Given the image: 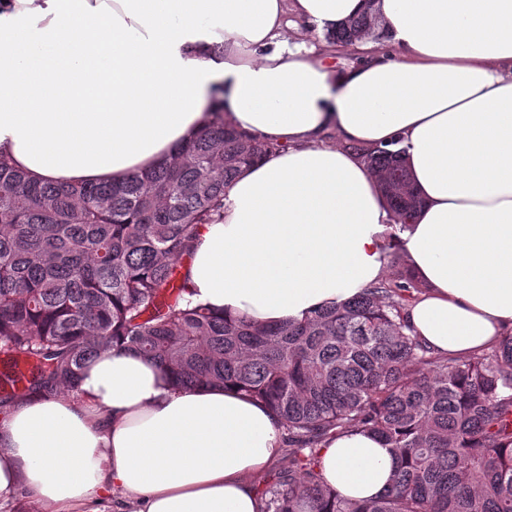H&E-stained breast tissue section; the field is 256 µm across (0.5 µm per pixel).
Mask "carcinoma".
<instances>
[{
    "label": "carcinoma",
    "instance_id": "obj_1",
    "mask_svg": "<svg viewBox=\"0 0 512 512\" xmlns=\"http://www.w3.org/2000/svg\"><path fill=\"white\" fill-rule=\"evenodd\" d=\"M384 36L368 8L329 34ZM380 177L394 221L421 207L401 152L352 145ZM273 146L216 118L156 169L121 183H34L0 159V410L72 391L99 351L168 368L177 389L232 386L278 417L288 467L262 512H512V336L467 358L433 353L405 318L422 285L389 274L301 320L260 325L192 304L182 260L223 218L224 187ZM391 449L385 493L355 502L319 470L331 437Z\"/></svg>",
    "mask_w": 512,
    "mask_h": 512
}]
</instances>
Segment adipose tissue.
<instances>
[{
  "mask_svg": "<svg viewBox=\"0 0 512 512\" xmlns=\"http://www.w3.org/2000/svg\"><path fill=\"white\" fill-rule=\"evenodd\" d=\"M383 39L337 63L328 34L366 0H0V154L31 179L119 182L214 117L274 144L224 189L186 263L193 302L302 318L388 274L423 291L408 321L435 353L512 335V0H376ZM401 142L422 206L394 224L349 146ZM277 416L221 387L174 389L123 348L75 391L0 414V512H261ZM330 486L387 489L390 449L352 432L320 451Z\"/></svg>",
  "mask_w": 512,
  "mask_h": 512,
  "instance_id": "1",
  "label": "adipose tissue"
}]
</instances>
